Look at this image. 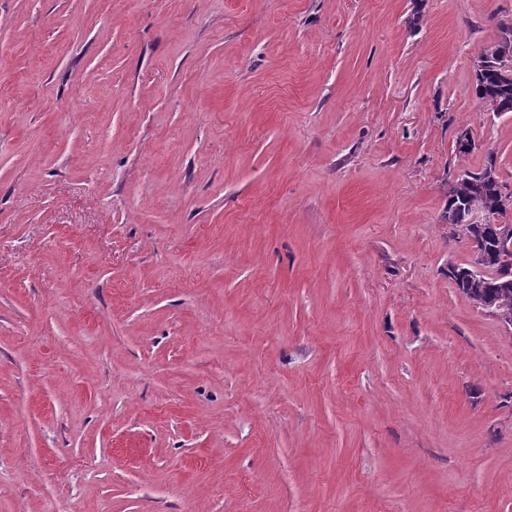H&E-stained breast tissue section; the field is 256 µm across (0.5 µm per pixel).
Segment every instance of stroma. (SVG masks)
I'll return each instance as SVG.
<instances>
[{
	"label": "stroma",
	"instance_id": "obj_1",
	"mask_svg": "<svg viewBox=\"0 0 512 512\" xmlns=\"http://www.w3.org/2000/svg\"><path fill=\"white\" fill-rule=\"evenodd\" d=\"M511 21L0 0V512H512V327L442 218L512 187ZM474 93L479 103L482 102L483 98L487 94H500L508 106L512 109V87L504 88L499 81L496 68L492 67L489 72L484 76L481 81L474 84ZM502 99L499 97H490L483 100V106L488 112L498 113L502 108ZM499 181L495 159L488 158L480 172L463 171L459 175L456 181V197L461 203L485 207L495 215H503L505 210L512 205V192L511 190L505 191L503 188L498 197L497 208L500 210L493 209L492 202L497 194Z\"/></svg>",
	"mask_w": 512,
	"mask_h": 512
}]
</instances>
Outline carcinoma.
Here are the masks:
<instances>
[{"instance_id": "carcinoma-1", "label": "carcinoma", "mask_w": 512, "mask_h": 512, "mask_svg": "<svg viewBox=\"0 0 512 512\" xmlns=\"http://www.w3.org/2000/svg\"><path fill=\"white\" fill-rule=\"evenodd\" d=\"M474 93L481 101L487 94H499L512 108V87L504 88L499 81L496 68H491L484 78L474 84ZM499 178L496 172L495 159L488 157L484 168L475 173L462 172L456 181V197L461 203L493 210L501 215L503 211L492 209V202L497 194ZM444 221L454 229L478 240L486 255V270L475 273L457 266L450 270L459 292L472 304L481 307L489 305L496 308L504 316L512 317V287L504 284L505 268L512 269V251L508 250L500 234L499 225L490 221L486 224L468 223L469 213L453 205L445 207Z\"/></svg>"}]
</instances>
